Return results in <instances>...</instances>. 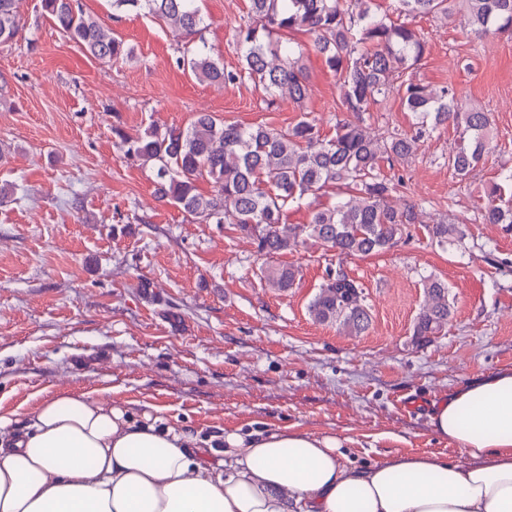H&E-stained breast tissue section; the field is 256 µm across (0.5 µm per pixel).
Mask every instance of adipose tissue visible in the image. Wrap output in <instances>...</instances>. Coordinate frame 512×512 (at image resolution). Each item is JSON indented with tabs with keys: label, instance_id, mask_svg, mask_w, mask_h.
<instances>
[{
	"label": "adipose tissue",
	"instance_id": "ef3b65f1",
	"mask_svg": "<svg viewBox=\"0 0 512 512\" xmlns=\"http://www.w3.org/2000/svg\"><path fill=\"white\" fill-rule=\"evenodd\" d=\"M468 463L359 465L333 435L230 433L214 458L151 416L87 394L0 417V512H512V372L473 379L431 414Z\"/></svg>",
	"mask_w": 512,
	"mask_h": 512
}]
</instances>
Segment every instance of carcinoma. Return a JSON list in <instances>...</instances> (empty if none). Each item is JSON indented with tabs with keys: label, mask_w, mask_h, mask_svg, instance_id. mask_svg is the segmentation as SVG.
Instances as JSON below:
<instances>
[{
	"label": "carcinoma",
	"mask_w": 512,
	"mask_h": 512,
	"mask_svg": "<svg viewBox=\"0 0 512 512\" xmlns=\"http://www.w3.org/2000/svg\"><path fill=\"white\" fill-rule=\"evenodd\" d=\"M196 0H113L116 14L135 11L193 35L205 18ZM353 11L342 0H250L248 20L235 29L242 55L236 71H226L211 56L196 51L179 63L198 78L213 84L252 81L274 97L287 95L297 104L310 95L301 63V45L287 37L306 33L314 50L337 77L348 116L336 122V133L320 137L314 120L304 116L286 129L266 125L226 123L210 112H199L185 129L149 127L130 135L119 127L112 133L125 156L156 170L155 196L214 224H229L252 239L268 258L297 248L312 239L339 255H369L385 250L402 237L410 224H422L429 238L445 246L463 239L459 225L427 218L429 202L398 204L402 176L387 177L382 163L394 166L419 149L426 135L420 126L413 134L397 130L375 135L364 115L377 112L393 94L404 108L432 127L450 125L456 138L448 165L465 178L489 151L490 114L461 99L451 86L431 87L401 77L414 69L426 52V43L407 22L378 15L361 0ZM404 17L466 12L471 31L485 37L512 31V0H396ZM62 34L103 62L128 58L132 49L111 28L86 13L78 0H42ZM20 31L19 0H0V44L12 42ZM207 180L204 195L197 182ZM512 170L481 195L474 220L512 226ZM337 201L323 206L327 192ZM310 210L307 224L282 226L284 212ZM299 268L269 262L258 268L265 284L285 293L295 285ZM423 301L413 335L424 342L448 327L451 315L448 284L427 275L421 279ZM308 311L319 323L336 325L360 335L370 326L371 310L362 285L343 270H328Z\"/></svg>",
	"instance_id": "1"
}]
</instances>
